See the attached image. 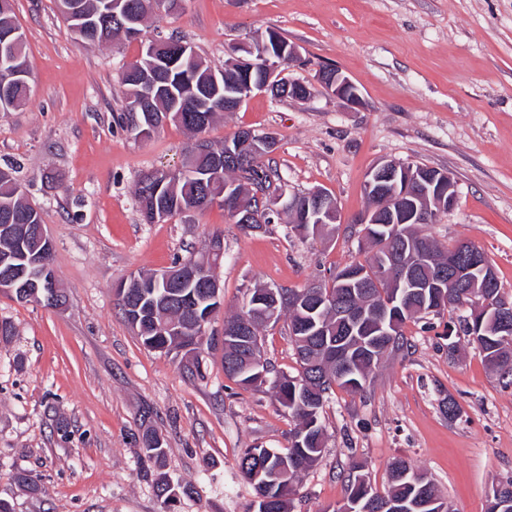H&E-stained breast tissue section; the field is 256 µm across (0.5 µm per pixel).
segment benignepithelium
<instances>
[{
    "label": "benign epithelium",
    "mask_w": 512,
    "mask_h": 512,
    "mask_svg": "<svg viewBox=\"0 0 512 512\" xmlns=\"http://www.w3.org/2000/svg\"><path fill=\"white\" fill-rule=\"evenodd\" d=\"M275 56L288 59L293 62L298 58L296 46L273 37ZM147 49L157 56L162 62L170 58H182L188 51L184 43H174L167 38H155L148 42ZM255 48L252 44L242 42L233 47V53L237 57L228 61V65L236 67L240 72H246L251 61L247 56L253 54ZM11 64L8 74L10 78L23 83H28L30 69L28 64L20 62L17 58L8 59ZM269 77L263 83H254L246 80L240 87L239 93L226 98V104L232 107H240L252 94L258 92H271L275 95H288L295 99H306L309 97L307 85L290 79L283 78L279 74V68L275 65L268 67ZM317 82L336 99L352 106L363 105L359 88L336 68H324L317 75ZM429 180L421 170L412 164L396 161H385L376 165L368 174V191L371 195L379 197L387 193L388 189H401V205L396 212H389L388 222L391 224H405L408 220H420L423 212L416 208L414 199L417 196L416 187L423 185ZM256 201L257 209L243 215L242 223L249 225L253 220L263 221L262 215L269 212L280 214L288 210L294 215V224L290 230L298 237L310 235V225L330 224L337 222V212L328 207L320 191L316 190L311 195L312 206L303 212H298V193L286 190L274 191L266 188H256L252 192ZM224 255V240L221 237H213L209 240L205 250V262L185 263L175 268L165 270L161 273L150 275L146 282H141L137 276L131 280L138 283L141 288H156L163 284L167 288H181L184 285L195 284L201 288L204 304L209 305L205 317L193 322L187 328L176 329L167 327V330H175L180 338L174 343L168 342L156 347V350L164 353L171 351H201L203 337L208 335V328L215 313L221 310L224 305V294L219 282L207 277L206 269L208 264L221 260ZM381 268L396 267L400 270L398 282L403 287L412 289V292L423 297L427 295L436 296L444 294V288L450 283L466 284L473 279L481 281V287L489 289L496 287L495 271L487 257L476 250L472 242L460 240L456 243L452 252L448 253V272L441 273L440 278L425 279L418 274L416 263V249L413 243H404L395 250H386L380 254ZM0 266L9 269L10 277L0 279V291L12 295L17 301L46 302L56 307L65 305L64 298L58 291V284L55 272L52 267L44 265L26 253H7L0 257ZM283 301L282 292L266 287L259 291L254 301L247 306L249 313L244 315L233 326L224 330V335L233 337L239 344L248 350L250 366L260 368L264 364L262 354L252 344V334L257 322L265 319L268 314L277 311ZM296 304L304 305V309L310 313H316L323 305L327 304V298L316 290H311L293 298ZM495 309V313L507 318L512 315V303L501 297L493 299L485 297L475 301L469 306L472 311V319H481L484 314Z\"/></svg>",
    "instance_id": "obj_1"
}]
</instances>
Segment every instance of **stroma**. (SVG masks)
I'll return each mask as SVG.
<instances>
[{"instance_id": "stroma-1", "label": "stroma", "mask_w": 512, "mask_h": 512, "mask_svg": "<svg viewBox=\"0 0 512 512\" xmlns=\"http://www.w3.org/2000/svg\"><path fill=\"white\" fill-rule=\"evenodd\" d=\"M13 9L32 76L25 104L0 112V167L19 164L67 296L56 308L0 293V322L13 328L0 339V499L13 512H165L161 479L193 489L174 512H253L239 456L285 450L295 419L271 384L244 390L225 376L220 341L203 349L201 378L187 376L184 356L145 347L113 289L199 255L216 234L224 309L211 330L249 289L330 280L359 256L355 220L379 161L450 174L455 207L422 231L448 247L479 245L512 301V0H183L153 13L142 38L100 46L71 35L56 0H14ZM272 31L298 48L283 74L308 85L309 99L252 95L205 136L219 144L242 128L275 132L272 160L289 188L331 194L340 224L305 239L282 222L245 233L218 206L143 223L139 178L181 168L194 139L168 122L136 140L115 123L122 66L145 39L173 34L220 69L235 43ZM325 66L357 85L363 106L319 86ZM458 316L407 322L404 348L383 358L364 392L335 389L325 448L296 479L293 512H335L355 464L385 489L396 459L424 472L454 512H487L492 486L512 479V384L486 367ZM262 354L295 374L287 320L264 328ZM448 398L458 418L444 413ZM148 424L164 438L157 461L141 444ZM18 471L36 489L16 484Z\"/></svg>"}]
</instances>
